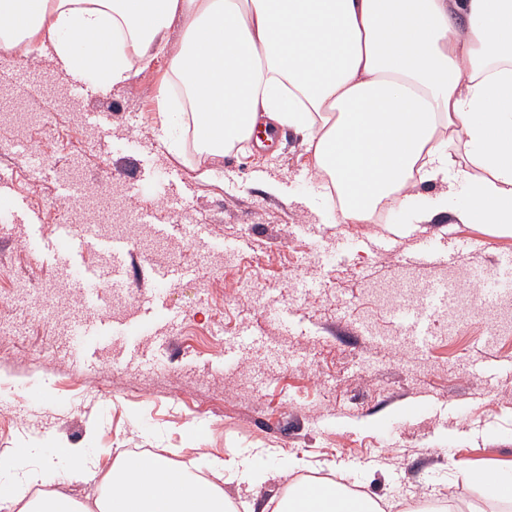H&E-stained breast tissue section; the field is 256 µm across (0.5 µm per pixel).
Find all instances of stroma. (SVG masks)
Returning a JSON list of instances; mask_svg holds the SVG:
<instances>
[{
	"label": "stroma",
	"instance_id": "35a3bbf8",
	"mask_svg": "<svg viewBox=\"0 0 512 512\" xmlns=\"http://www.w3.org/2000/svg\"><path fill=\"white\" fill-rule=\"evenodd\" d=\"M53 73L43 55L0 51V114L38 118L0 122V456L31 436L44 448L79 446L96 466L62 484L90 508L118 452L151 448L205 475L227 451L254 458L263 480L224 474L236 512L320 476L379 504L416 500L413 512L443 492L456 512H512L457 467L512 480V335L488 343L468 309L449 335L422 307L431 366L417 376L391 342L408 312L370 293L403 277L433 283L442 266L406 261L427 242L462 247L459 269L490 275L512 255V235L450 218L464 184L415 188L417 210L448 198V212L425 224L396 209L378 224H339L294 130L279 129L266 149L196 154L180 102L160 115L157 92L174 84L168 54L108 91L66 82L83 113L105 116L93 140L35 90ZM75 163L84 182L126 186L135 225L112 227L109 197L66 195L58 169ZM91 208L100 242L78 248L63 280L57 227ZM106 240L126 246L122 280L87 283ZM174 268L183 277L161 282ZM94 313L102 326L88 336ZM291 457L305 461L300 474H285Z\"/></svg>",
	"mask_w": 512,
	"mask_h": 512
}]
</instances>
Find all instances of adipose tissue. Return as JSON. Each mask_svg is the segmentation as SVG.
<instances>
[{
	"mask_svg": "<svg viewBox=\"0 0 512 512\" xmlns=\"http://www.w3.org/2000/svg\"><path fill=\"white\" fill-rule=\"evenodd\" d=\"M183 39L170 40L172 29ZM39 37L61 72L126 82L170 55L187 90L195 151L220 158L255 126L300 133L334 187L340 224H371L387 207L421 224L445 208L411 207L414 188L463 182L455 222L512 228V0H0V48ZM465 162H458V155ZM95 461L28 443L0 458V502L17 512H79L45 484ZM223 487L167 458L117 456L99 512H227ZM265 512H374L367 496L305 484Z\"/></svg>",
	"mask_w": 512,
	"mask_h": 512,
	"instance_id": "1",
	"label": "adipose tissue"
}]
</instances>
